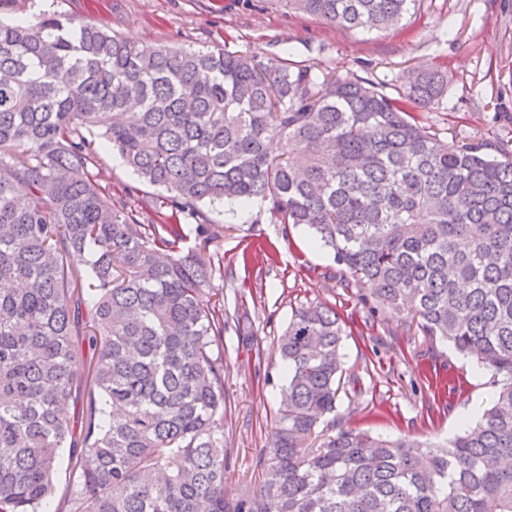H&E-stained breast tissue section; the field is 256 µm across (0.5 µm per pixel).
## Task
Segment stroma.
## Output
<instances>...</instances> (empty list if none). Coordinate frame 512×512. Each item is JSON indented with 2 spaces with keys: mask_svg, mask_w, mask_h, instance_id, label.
I'll use <instances>...</instances> for the list:
<instances>
[{
  "mask_svg": "<svg viewBox=\"0 0 512 512\" xmlns=\"http://www.w3.org/2000/svg\"><path fill=\"white\" fill-rule=\"evenodd\" d=\"M84 19L134 43L224 47L268 64L287 59L315 72L351 71L398 96L408 73L439 69L448 95L418 112L421 124L457 142L481 136L512 146V0H421L394 27L360 32L295 14L271 0H0V20L43 12ZM104 181L128 208L156 188L140 186L118 154L101 150ZM224 257V299L242 296L258 345L224 332L225 490L259 487L271 448L282 383L273 344L303 303L336 308L349 323L342 342L347 379L335 426L442 444L491 404L489 373L449 344L429 343L405 314L371 309L353 282L302 226H283L268 205L208 207ZM332 426V427H335ZM332 427L319 424L323 435Z\"/></svg>",
  "mask_w": 512,
  "mask_h": 512,
  "instance_id": "stroma-1",
  "label": "stroma"
}]
</instances>
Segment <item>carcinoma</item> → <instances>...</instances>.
Returning <instances> with one entry per match:
<instances>
[{"label": "carcinoma", "mask_w": 512, "mask_h": 512, "mask_svg": "<svg viewBox=\"0 0 512 512\" xmlns=\"http://www.w3.org/2000/svg\"><path fill=\"white\" fill-rule=\"evenodd\" d=\"M276 2L371 32L419 0ZM447 90L441 71L392 98L349 71L0 21V512H512V160L417 121ZM101 144L162 199L138 216L112 197ZM254 201L490 372L480 420L446 446L341 428L310 447L346 323L301 304L261 485L227 497L224 269L201 205Z\"/></svg>", "instance_id": "cac0c4a2"}]
</instances>
